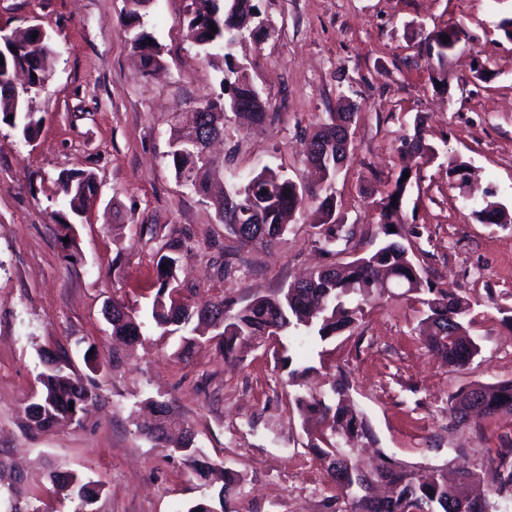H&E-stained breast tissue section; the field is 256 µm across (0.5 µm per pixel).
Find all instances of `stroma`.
Returning <instances> with one entry per match:
<instances>
[{"label":"stroma","mask_w":512,"mask_h":512,"mask_svg":"<svg viewBox=\"0 0 512 512\" xmlns=\"http://www.w3.org/2000/svg\"><path fill=\"white\" fill-rule=\"evenodd\" d=\"M189 3L149 5L144 27L163 60L149 74L122 22L125 0H0V28L40 25L57 52L33 103L36 136L0 122V512L25 502L40 512H186L210 490L145 435L153 401L242 475L237 512H343L294 402L341 378L373 433L350 441L361 459L443 466L452 477L462 468L494 491L512 416L455 423L448 406L461 390L512 381V224L478 215L490 200L512 211V43L499 28L512 19V0H258L271 34L244 39L238 52L270 118L249 125L227 114L220 148L225 192L265 168L313 186L305 140L338 98L354 100L353 153L334 185L337 216L356 227L339 256L347 262L369 248L376 203L404 162L402 140L422 133L434 153L410 163L404 243L434 290L470 305L479 353L462 368L428 351L416 331L422 307L398 291L363 307L339 336L255 342L232 362L210 344L184 349L146 322L156 263L172 250L195 302L243 305L331 262L312 242L315 202L274 245L237 251L214 208L176 178L171 122L218 95L222 78L189 36ZM457 26L468 39L449 53L440 88L418 56V31ZM458 159L470 185L448 172ZM77 170L95 175L100 195L66 230L55 220L67 208L61 180ZM116 300L145 320L136 343L112 341L104 312ZM46 351L66 353L99 397L81 424L34 435L24 409ZM56 470L95 482L98 497L84 505L55 493Z\"/></svg>","instance_id":"obj_1"}]
</instances>
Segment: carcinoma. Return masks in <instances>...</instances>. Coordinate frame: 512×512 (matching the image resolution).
Wrapping results in <instances>:
<instances>
[{"mask_svg":"<svg viewBox=\"0 0 512 512\" xmlns=\"http://www.w3.org/2000/svg\"><path fill=\"white\" fill-rule=\"evenodd\" d=\"M144 0H126L123 17L124 26L130 29L132 48L139 52L145 71L160 65L157 45L144 29ZM259 11L256 0H190L188 29L194 41L205 55L222 59L225 71L235 75L234 80H221V88L227 92L226 102L233 98L252 95V83L247 67L234 58L228 45L236 43L241 30L226 34L210 29L213 20H227L234 25L235 17H244ZM38 37H33V34ZM15 43L0 44V120L21 128L23 136L30 137L39 121L35 120L30 97L15 92L10 75L17 69L36 74L29 79V91L47 83L52 76L55 51L49 36L28 28L14 33ZM438 50L428 64L432 66L431 80L444 83L442 71L448 58L447 43L437 37ZM348 117L346 112H331L329 120L311 132L307 145L317 139L336 136V122ZM224 136V113L209 112L203 123L198 141L194 142L184 133V128L173 126L168 157L176 177L190 185L212 205L225 228L241 246L272 244L286 230L296 211L301 209L305 198L318 203L323 221L317 225L314 243L327 256L343 253L341 245L349 243L355 235V226L340 221L336 215V196L333 186L340 174L336 153L320 158L307 150L308 161L320 165L324 172V187L303 191L290 178L266 168L246 179L234 193L210 197L214 170L219 162L212 157H202L207 138ZM399 171L394 182L385 190L377 202L379 211L378 235L380 243L372 250L354 258L341 268L331 264L311 274L308 278L289 286L276 296H256L246 305L236 307L231 299L222 298L204 303L191 304L182 295L176 284L178 258L164 255L157 268V291L151 308V318L163 335L180 334L183 346L192 348L218 340L220 354L224 360H234L240 350L250 343L265 341L273 333L279 336L302 334L318 336L322 340L334 337L353 327L363 306L372 303L369 288L385 273L396 282L408 284L407 291L417 293L431 288L425 268L415 262L408 249L397 238L401 230L394 232L395 215L402 207L411 184ZM94 193L95 177L91 173H79L78 184L68 191L70 213L79 216L85 210L83 190ZM355 294L360 297L356 307L347 306V298ZM420 303L425 307L423 322L427 325L424 342L434 354L458 367L468 364L479 352L477 344L469 337L465 326L469 306L454 294L437 292L432 298ZM112 325V338L127 341L129 336L142 335V322L124 304L112 302L108 316ZM61 367L44 371L38 397L27 406L28 427L32 431H47L67 422L80 421L86 407L96 401L93 381L82 377L64 376L62 367L68 366L63 358H56ZM337 401L326 403L322 395L298 396L296 406L303 417L314 416L318 428L307 431L308 446L323 462L327 472L341 495L350 502V512H497L495 503L488 499L470 497L467 484L448 483L446 474L440 472L426 476L407 471L399 466L372 467L341 452L336 433L343 429L347 433L370 434L364 417L345 404L343 389L332 387ZM485 416L499 413L512 414V382L484 385L463 394L450 408V414L462 420L471 409ZM159 423L150 437L156 441L166 439L168 426L174 423L167 404L154 406ZM175 452L182 456L186 466L195 476L218 487L217 496L204 498L187 509V512H235L231 503V492L240 482V475L227 467L211 461L194 446L192 438ZM57 489L70 498L81 502L94 500L100 492L99 485L87 481L76 473L60 472L52 475ZM494 482L500 488H512V448L500 451V461L495 470Z\"/></svg>","mask_w":512,"mask_h":512,"instance_id":"carcinoma-1","label":"carcinoma"}]
</instances>
